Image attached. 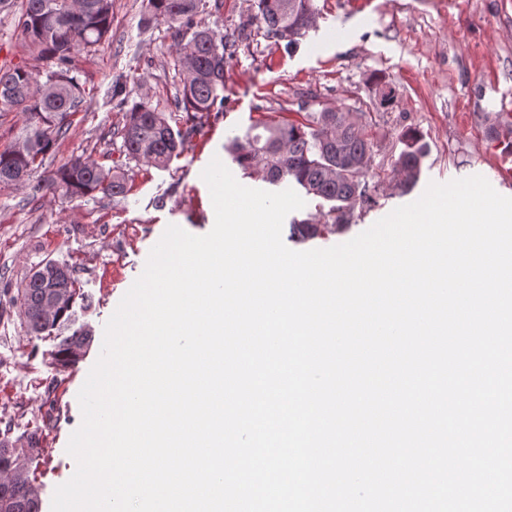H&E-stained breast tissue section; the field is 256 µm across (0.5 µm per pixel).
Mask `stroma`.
<instances>
[{
	"label": "stroma",
	"instance_id": "1",
	"mask_svg": "<svg viewBox=\"0 0 512 512\" xmlns=\"http://www.w3.org/2000/svg\"><path fill=\"white\" fill-rule=\"evenodd\" d=\"M316 25L293 48L259 30L254 0H223L202 18L234 34L237 43L224 77V104L198 120L186 151L168 168L129 159L116 131L125 112L111 95L123 78L131 100L166 113L173 126L189 127L174 100L182 77L173 68L175 41L167 24L144 22V0H112V30L100 51L76 56L74 74L87 93L85 111L71 118L42 167L29 181L0 188V289L19 288L37 266H74L92 298L80 322L94 340L69 368L52 357L55 341L27 336L16 307H0V421L18 448L39 445L30 478L41 512H51L55 488L69 480L76 462L67 453L82 421L77 394L97 360L104 325L142 274L152 247L175 224L202 236L215 214L201 173L219 158L242 185L266 189L259 177L234 167L224 146L251 126L271 119H301L309 112L349 109L368 123L373 145L367 182L375 206H355L344 229L325 226L328 203L306 197L290 220L323 224L322 234L287 239L304 251L346 242L394 208L417 200L429 182L485 174L496 160L493 111L512 100V0H315ZM398 89L392 107L373 106L375 76ZM419 131L426 145L418 181L403 190L393 165L400 134ZM128 175L126 197L96 195L68 200L44 189L50 171L71 155Z\"/></svg>",
	"mask_w": 512,
	"mask_h": 512
}]
</instances>
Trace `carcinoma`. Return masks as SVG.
<instances>
[{
  "mask_svg": "<svg viewBox=\"0 0 512 512\" xmlns=\"http://www.w3.org/2000/svg\"><path fill=\"white\" fill-rule=\"evenodd\" d=\"M206 0H146L149 19L163 22L174 31L175 67L183 73L176 106L196 118L224 105V71L235 46L230 37L198 20ZM314 0H257L258 28L289 48L316 25ZM112 26V0H21L17 27L25 44L41 58L53 63L36 76L27 66L0 68V89L11 93L0 99V109H17L26 116L22 146L0 150V185L31 177L44 164L57 139L66 133L70 116L83 111L85 90L72 76L74 54L97 50ZM195 129L172 126L165 113L145 101L126 110L120 130L128 156L159 169L167 168L186 149ZM404 149L395 161L394 172L403 188L420 173L425 153L419 132L402 133ZM372 141L366 126L356 122L343 107L310 113L304 122L271 120L251 127L225 146L238 167L252 175L266 172L262 179L272 185L291 181L306 194L332 202L329 217L334 226L346 223L348 211L357 203L371 204L361 178L369 167ZM49 188L70 199L127 195L128 178L118 167H107L82 155L72 156L49 179ZM321 225L292 224L291 237L313 238ZM56 287L59 307L52 318L43 317L42 303ZM11 302L19 308L27 333L36 338L53 332H69L53 353L58 366L75 364L92 342L91 331L78 323L77 310L91 308L74 268L47 261L27 275ZM38 440L29 448H15L7 436L0 437V512H40L38 489L28 473Z\"/></svg>",
  "mask_w": 512,
  "mask_h": 512,
  "instance_id": "carcinoma-1",
  "label": "carcinoma"
}]
</instances>
